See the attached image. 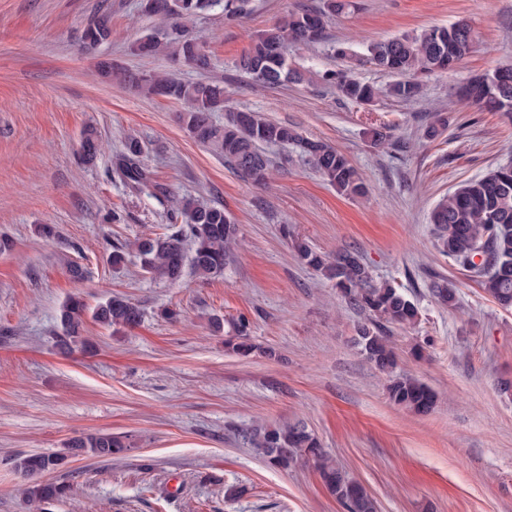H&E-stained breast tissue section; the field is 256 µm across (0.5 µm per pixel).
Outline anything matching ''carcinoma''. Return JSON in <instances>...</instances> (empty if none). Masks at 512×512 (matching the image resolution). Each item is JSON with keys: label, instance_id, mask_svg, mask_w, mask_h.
Wrapping results in <instances>:
<instances>
[{"label": "carcinoma", "instance_id": "1", "mask_svg": "<svg viewBox=\"0 0 512 512\" xmlns=\"http://www.w3.org/2000/svg\"><path fill=\"white\" fill-rule=\"evenodd\" d=\"M207 2L209 0H154L155 7L150 15L169 20L171 25L141 38L134 44L133 51L150 55L162 47L170 48L175 58L184 60L194 69L210 70L211 58L192 35L190 27L194 18L207 7ZM249 3L250 0H224L225 17L233 20L245 17ZM468 28V22L459 20L417 34L370 42L364 47L363 58L396 77L385 92L396 99L411 101L420 94L422 77L452 69L471 52L473 40L462 39L457 34L458 30ZM322 35V13L306 9L293 14L258 33L249 52L240 59L239 68L265 87L299 82L304 75L289 65L288 44H316ZM111 37L110 17L97 13L83 28L80 40L84 48L93 50ZM333 76L338 94L360 104L370 105L384 92L349 75L328 74L330 78ZM120 78L135 92L162 93L182 104L178 120L187 135L224 157L257 184L266 181L270 167V159L261 146L289 144L311 160L338 192L350 196L365 192L348 159L322 140L305 137L294 128L256 112L224 110V86L217 80L182 81L132 71L121 73ZM461 94L466 104L479 110L499 112L512 108V67L496 68L473 78L462 88ZM217 112L224 113V123L216 120ZM98 149L96 130L92 127L84 130L82 157L91 160ZM141 153L139 140L128 139L124 151L113 161L114 175L131 186L142 184L145 174L140 164ZM178 213L182 224L176 231L138 242L141 269L156 279L178 280L187 259L183 242L188 241L192 245L189 259L193 270L203 278L222 275L233 261L231 248L238 231L233 218L222 206L197 204L191 200L184 201ZM431 223L435 224L439 251L472 273L494 302L504 308L512 307V165L463 184L437 205ZM295 250L307 267L335 281L341 296L367 315L369 323L358 327V345L370 363L390 374L389 400L417 414L431 412L436 405L433 391L415 379L394 374L398 357L389 327L415 324L418 320L416 305L393 285L376 282L371 270L352 251H339L329 257L300 241L295 242ZM477 256L481 257L479 264L475 263ZM433 295L440 304L456 308L457 293L451 286L438 283ZM85 311L86 305L78 297H71L62 304L59 323L63 334L57 337L62 352L87 347V339L81 335ZM92 317L104 327L118 329L138 324L140 311L129 299L114 295L98 305ZM229 326L224 336L228 352L247 356L256 350L249 342L250 321L246 317L231 320ZM243 437L272 467L286 469L299 461L313 463L343 512H377L374 497L348 476L304 423L297 421L275 427L256 425L243 431ZM127 440L125 435L90 434L72 439L65 453H31L19 458L16 467L30 478L25 494L42 512L44 505L67 497L71 489L65 481L43 482L44 474L63 466L70 455L118 456L130 447Z\"/></svg>", "mask_w": 512, "mask_h": 512}]
</instances>
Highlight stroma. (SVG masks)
<instances>
[{
  "label": "stroma",
  "instance_id": "obj_1",
  "mask_svg": "<svg viewBox=\"0 0 512 512\" xmlns=\"http://www.w3.org/2000/svg\"><path fill=\"white\" fill-rule=\"evenodd\" d=\"M324 0H253L242 20L223 4L202 12L194 33L213 65L202 73L132 44L158 29L140 0H0V512H35L17 456L61 453L88 434L128 436L118 458H69L54 479L71 498L49 512H342L312 465L269 467L241 435L255 423L301 421L360 481L379 512H512V309L436 247L431 213L461 184L512 164V114L465 106L457 88L512 64V0H353L325 19L324 39L292 44L304 78L258 86L238 68L260 31ZM112 38L85 52L80 36L98 10ZM467 21L472 51L422 80L403 102L363 105L339 96L328 71L384 87L390 75L359 60L363 43ZM351 47L341 58L334 47ZM111 60L131 71L203 76L224 83L225 104L252 110L344 154L367 192L345 196L292 146L268 145L269 178L258 185L191 139L179 103L130 91L100 76ZM445 126H436L437 118ZM102 141L79 158L86 127ZM380 131L386 144L374 143ZM142 145L144 184L112 173L128 137ZM219 205L238 228L235 258L209 280L185 270L174 283L141 267L135 244L173 230L177 202ZM53 227L47 239L40 225ZM291 237H284L283 227ZM326 255L357 252L376 280L417 305L418 322L391 328L399 373L437 395L420 416L390 402L387 378L354 343L365 316L332 281L304 265L293 239ZM125 260L113 265V251ZM84 267L73 278L70 265ZM457 291L448 310L433 283ZM122 295L143 314L119 331L85 316L91 347L55 346L59 309ZM179 318L161 317L163 309ZM246 316L252 342L275 357L224 349L212 317ZM421 355H414V347Z\"/></svg>",
  "mask_w": 512,
  "mask_h": 512
}]
</instances>
